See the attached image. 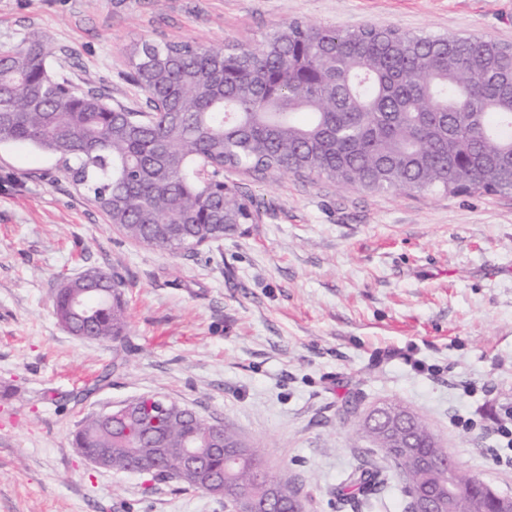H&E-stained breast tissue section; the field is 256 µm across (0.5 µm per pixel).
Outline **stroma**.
<instances>
[{
	"label": "stroma",
	"mask_w": 512,
	"mask_h": 512,
	"mask_svg": "<svg viewBox=\"0 0 512 512\" xmlns=\"http://www.w3.org/2000/svg\"><path fill=\"white\" fill-rule=\"evenodd\" d=\"M291 19L512 45V0H0V46L40 38L54 72L137 109L122 77L133 44L256 47ZM233 179L259 223L173 254L116 232L56 156L0 144V512H225L78 455L84 417L143 396L231 425L273 475L302 480L308 512H405L394 480L365 501L335 494L355 468L388 465L349 398L411 408L465 471L512 494L487 453L512 415V193ZM91 268L126 280L125 345L74 336L54 312L60 280Z\"/></svg>",
	"instance_id": "1"
}]
</instances>
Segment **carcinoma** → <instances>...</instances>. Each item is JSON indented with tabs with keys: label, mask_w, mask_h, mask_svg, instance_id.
I'll return each instance as SVG.
<instances>
[{
	"label": "carcinoma",
	"mask_w": 512,
	"mask_h": 512,
	"mask_svg": "<svg viewBox=\"0 0 512 512\" xmlns=\"http://www.w3.org/2000/svg\"><path fill=\"white\" fill-rule=\"evenodd\" d=\"M51 48L38 39L0 47V143H21L55 155L72 181L125 238L152 248L192 252L258 214L235 171L326 177L370 192L408 190L448 196L512 192V45L473 36L411 34L363 26L339 30L291 20L259 47L196 41L143 40L128 53L129 77L146 108L110 104L92 89L58 77ZM97 282L61 285L55 314L75 335L120 343L128 319L125 281L102 270ZM85 300L83 308L72 310ZM156 426L165 456L153 479L182 489L204 481L180 468L187 438L211 422L182 407L170 421L145 411L132 426ZM361 437L380 449L405 492L428 484V471L448 454L418 414L358 417ZM88 456L110 451L112 470L134 467L128 443L83 420L75 434ZM225 451L210 471L224 475V507L261 498L275 483L280 507L300 512V486L269 474L258 449L224 428ZM380 472L356 469L336 495L372 493ZM457 509L497 512L475 484L458 487Z\"/></svg>",
	"instance_id": "obj_1"
}]
</instances>
